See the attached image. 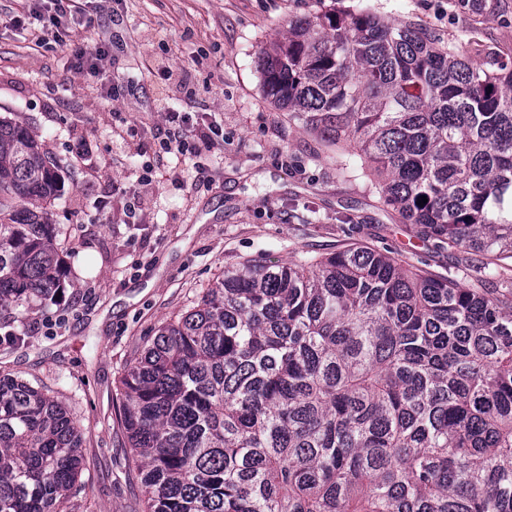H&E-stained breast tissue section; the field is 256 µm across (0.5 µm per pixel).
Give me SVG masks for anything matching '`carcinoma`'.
Segmentation results:
<instances>
[{"label":"carcinoma","mask_w":512,"mask_h":512,"mask_svg":"<svg viewBox=\"0 0 512 512\" xmlns=\"http://www.w3.org/2000/svg\"><path fill=\"white\" fill-rule=\"evenodd\" d=\"M474 23L502 0H451ZM330 7L261 50L288 120L371 175L425 238L512 262V56ZM59 165L0 118V312L67 268L45 205ZM427 197L424 205L418 203ZM146 512H512V289L352 247L224 269L120 380ZM62 402L0 372V512H68L84 466Z\"/></svg>","instance_id":"cac0c4a2"}]
</instances>
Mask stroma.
Here are the masks:
<instances>
[{"mask_svg":"<svg viewBox=\"0 0 512 512\" xmlns=\"http://www.w3.org/2000/svg\"><path fill=\"white\" fill-rule=\"evenodd\" d=\"M467 45L450 0H341ZM322 0H85L43 39L44 0H0V115L25 123L60 163L47 203L69 271L61 295L0 344V369L62 399L85 468L70 512H144L117 422L126 363L159 325L194 306L225 267L286 264L367 246L463 288L512 285L485 255L420 238L381 210L366 177L340 180L334 151L266 98L259 51ZM105 47L113 89L91 77ZM222 128L223 149L163 151L164 115Z\"/></svg>","mask_w":512,"mask_h":512,"instance_id":"35a3bbf8","label":"stroma"}]
</instances>
